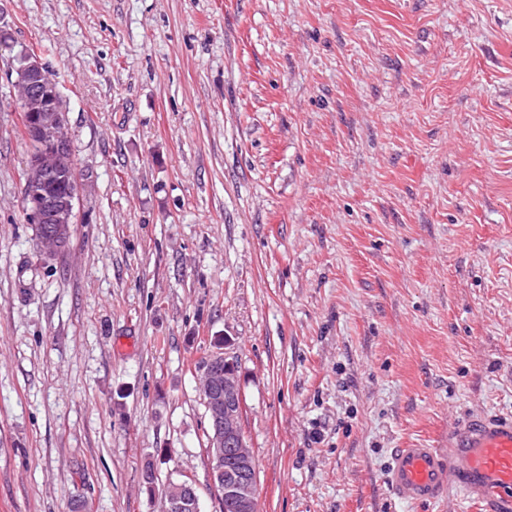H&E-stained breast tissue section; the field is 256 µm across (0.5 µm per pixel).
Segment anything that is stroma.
I'll return each instance as SVG.
<instances>
[{
    "label": "stroma",
    "mask_w": 512,
    "mask_h": 512,
    "mask_svg": "<svg viewBox=\"0 0 512 512\" xmlns=\"http://www.w3.org/2000/svg\"><path fill=\"white\" fill-rule=\"evenodd\" d=\"M0 31V512H163L186 478L219 512L224 336L258 512H482L385 474L512 415V0H0ZM31 48L82 184L50 260ZM16 62L8 81L17 90L19 109L29 115L26 139L31 147L24 172V208L31 224H51L38 233L36 246L41 256L52 259L68 247L81 183L65 135L68 112L60 103L56 81L37 54L22 50ZM52 180L60 191L48 187Z\"/></svg>",
    "instance_id": "35a3bbf8"
}]
</instances>
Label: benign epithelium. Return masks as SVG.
I'll return each mask as SVG.
<instances>
[{"label":"benign epithelium","instance_id":"benign-epithelium-1","mask_svg":"<svg viewBox=\"0 0 512 512\" xmlns=\"http://www.w3.org/2000/svg\"><path fill=\"white\" fill-rule=\"evenodd\" d=\"M8 75L17 90L20 110L28 113L26 139L31 147L24 172L23 202L28 220L34 225H49L36 236L41 256L62 255L76 224V204L81 183L77 175L68 128V112L60 103L56 81L39 55L19 52ZM231 352L216 350L206 354L199 366L201 395L209 423L208 453L210 477L220 497L233 500L242 512L256 497V476L248 468L256 466L254 451L246 441L241 419L244 397L239 367L228 360ZM226 363L224 374L214 368ZM233 456L237 469L224 466V456ZM168 512H199L194 484L182 483V496L170 502Z\"/></svg>","mask_w":512,"mask_h":512}]
</instances>
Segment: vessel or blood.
I'll list each match as a JSON object with an SVG mask.
<instances>
[{"mask_svg":"<svg viewBox=\"0 0 512 512\" xmlns=\"http://www.w3.org/2000/svg\"><path fill=\"white\" fill-rule=\"evenodd\" d=\"M401 502L422 505L457 494L486 512H512V416L472 417L444 448H396L387 473Z\"/></svg>","mask_w":512,"mask_h":512,"instance_id":"obj_1","label":"vessel or blood"}]
</instances>
